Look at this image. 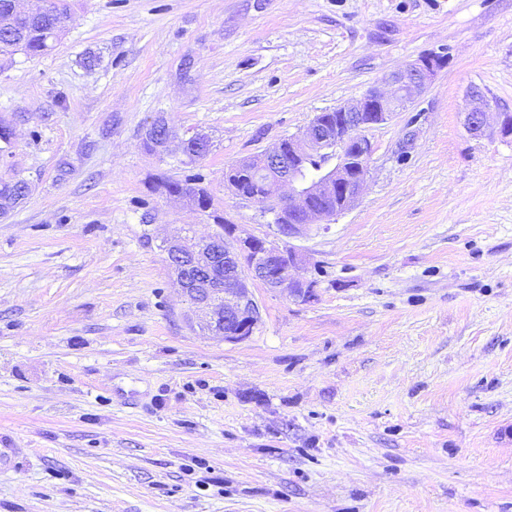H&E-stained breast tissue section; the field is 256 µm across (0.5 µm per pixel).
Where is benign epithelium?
Returning a JSON list of instances; mask_svg holds the SVG:
<instances>
[{
    "mask_svg": "<svg viewBox=\"0 0 512 512\" xmlns=\"http://www.w3.org/2000/svg\"><path fill=\"white\" fill-rule=\"evenodd\" d=\"M447 64V58L429 52L383 79L388 89L377 86L336 108L341 120L328 124L314 117L300 137L279 142L272 150L227 167L224 182L240 174H260L257 201L273 200L288 208V223L278 224L277 239L246 237L232 242L225 233L199 241H165V261L176 276L192 312L203 326L226 342H240L252 335L261 320V309L249 281L279 290L301 301L315 296V283L299 275L303 255L290 245L307 226L350 210L361 196L368 175L373 144L367 132L405 110L422 93L431 77ZM470 97L477 105L463 113V126L473 137L512 134V116L479 89ZM154 153L169 152L172 130L164 119L150 127ZM339 197L333 209L308 206L311 198Z\"/></svg>",
    "mask_w": 512,
    "mask_h": 512,
    "instance_id": "1",
    "label": "benign epithelium"
}]
</instances>
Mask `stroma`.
<instances>
[{"label":"stroma","mask_w":512,"mask_h":512,"mask_svg":"<svg viewBox=\"0 0 512 512\" xmlns=\"http://www.w3.org/2000/svg\"><path fill=\"white\" fill-rule=\"evenodd\" d=\"M433 51L355 206L293 241L315 297L254 282L248 339L202 330L163 239L274 238L225 167ZM473 87L512 113V0H70L48 54L0 56V183L31 187L0 218V512H512V136L465 131ZM160 115L211 153L148 151ZM197 142L199 145H206L209 146L204 152H201L195 142ZM190 140V141H189ZM189 141V143H188ZM188 143V145H187ZM187 145V146H186ZM186 146V149H185ZM211 144L209 137L202 133V132H194L191 136L188 138L181 140V155H185L184 159H179L178 163L183 166H189L195 164L197 161L204 159L207 157L211 151ZM185 149V152H184ZM156 189H166L168 192H180L184 191L189 195H193L197 198L198 206L201 211H206L210 207V197L203 187H195L190 185L188 182L184 184L179 181H162L157 184Z\"/></svg>","instance_id":"35a3bbf8"}]
</instances>
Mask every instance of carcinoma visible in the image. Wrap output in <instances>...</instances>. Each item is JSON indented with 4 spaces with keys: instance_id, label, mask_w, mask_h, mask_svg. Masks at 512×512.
<instances>
[{
    "instance_id": "cac0c4a2",
    "label": "carcinoma",
    "mask_w": 512,
    "mask_h": 512,
    "mask_svg": "<svg viewBox=\"0 0 512 512\" xmlns=\"http://www.w3.org/2000/svg\"><path fill=\"white\" fill-rule=\"evenodd\" d=\"M67 10V0H30L28 11H17L16 0H0V53L21 51L42 56L51 51L58 38L55 16ZM24 179L0 184V214L7 215L20 204ZM157 188L169 192L184 191L197 198L200 210L210 207V197L203 187L179 181H162Z\"/></svg>"
}]
</instances>
